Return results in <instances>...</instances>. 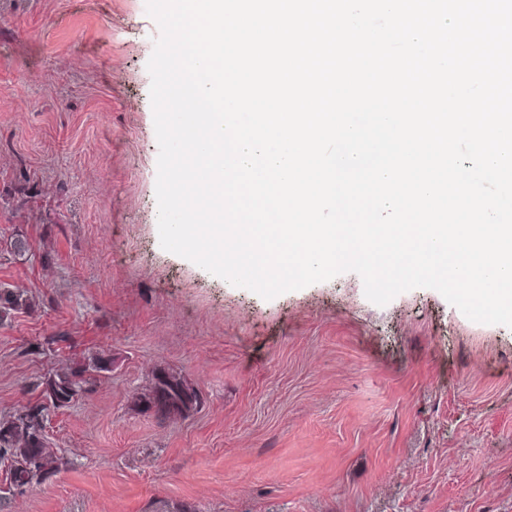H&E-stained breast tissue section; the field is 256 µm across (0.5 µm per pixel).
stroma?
Masks as SVG:
<instances>
[{"label":"stroma","mask_w":512,"mask_h":512,"mask_svg":"<svg viewBox=\"0 0 512 512\" xmlns=\"http://www.w3.org/2000/svg\"><path fill=\"white\" fill-rule=\"evenodd\" d=\"M158 34L146 0H0V286L29 299L0 322V419L114 361L6 512H512L511 327L429 288L375 305L353 272L266 300L161 248ZM161 370L189 416L141 411Z\"/></svg>","instance_id":"obj_1"}]
</instances>
